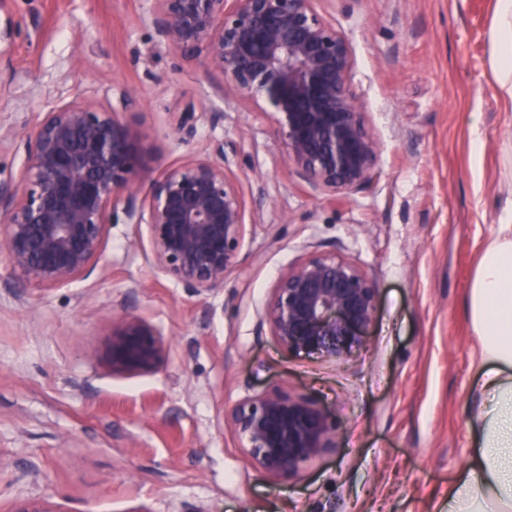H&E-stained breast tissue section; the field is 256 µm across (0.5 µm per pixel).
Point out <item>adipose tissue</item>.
Returning a JSON list of instances; mask_svg holds the SVG:
<instances>
[{
	"label": "adipose tissue",
	"mask_w": 512,
	"mask_h": 512,
	"mask_svg": "<svg viewBox=\"0 0 512 512\" xmlns=\"http://www.w3.org/2000/svg\"><path fill=\"white\" fill-rule=\"evenodd\" d=\"M497 74L512 96V0H500ZM481 404L470 422L472 453L448 487L447 512H512V207L499 217L471 286Z\"/></svg>",
	"instance_id": "ef3b65f1"
}]
</instances>
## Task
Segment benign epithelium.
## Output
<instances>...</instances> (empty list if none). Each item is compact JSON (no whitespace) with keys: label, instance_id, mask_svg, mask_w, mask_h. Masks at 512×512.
<instances>
[{"label":"benign epithelium","instance_id":"obj_1","mask_svg":"<svg viewBox=\"0 0 512 512\" xmlns=\"http://www.w3.org/2000/svg\"><path fill=\"white\" fill-rule=\"evenodd\" d=\"M318 0H152L160 44L200 58L222 77L221 91L263 103L273 143L313 192L347 197L377 176L380 142L352 83L347 38L317 9ZM19 22L0 0V43ZM140 104L133 87L110 108L85 98L45 113L21 139L17 179L0 181V254L5 277L41 290L87 279L97 268L123 204L125 223L145 225L153 265L194 294L224 288L240 265L247 225L233 166L232 141L212 139L197 156L148 186L132 181L143 164L142 140L123 117ZM199 116L180 112L171 131L196 135ZM378 289L334 252L304 258L277 281L258 329L293 353L337 358L367 340ZM161 332L127 310L112 320V371L144 374L163 358ZM255 470L280 481L336 447L338 427L312 401L287 393L258 395L228 412Z\"/></svg>","mask_w":512,"mask_h":512}]
</instances>
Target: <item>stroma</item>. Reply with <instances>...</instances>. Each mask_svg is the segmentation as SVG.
<instances>
[{
  "label": "stroma",
  "mask_w": 512,
  "mask_h": 512,
  "mask_svg": "<svg viewBox=\"0 0 512 512\" xmlns=\"http://www.w3.org/2000/svg\"><path fill=\"white\" fill-rule=\"evenodd\" d=\"M0 58V176L43 112L137 88L127 118L150 184L207 140L240 143L243 194L267 202L242 265L194 296L157 272L145 231L113 225L90 278L66 288L0 279V512H445L471 455L477 338L467 311L479 259L512 204V98L494 69L499 0H320L349 40L353 83L380 139L379 175L318 198L286 167L271 121L220 97L219 75L152 42L150 0H11ZM197 112L182 143L172 112ZM336 249L379 290L366 343L329 359L258 328L277 278L309 245ZM130 307L165 340L156 372L113 373L112 318ZM307 398L338 425L335 448L292 481L260 476L227 420L239 400Z\"/></svg>",
  "instance_id": "35a3bbf8"
}]
</instances>
